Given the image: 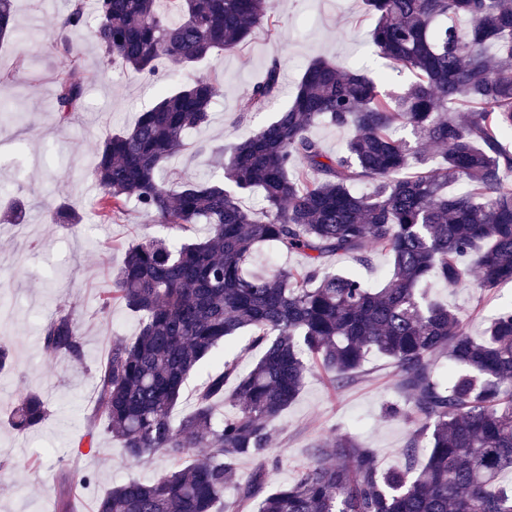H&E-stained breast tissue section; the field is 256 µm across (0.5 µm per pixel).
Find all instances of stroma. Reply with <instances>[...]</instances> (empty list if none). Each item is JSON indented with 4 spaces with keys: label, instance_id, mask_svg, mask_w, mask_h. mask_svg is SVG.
Segmentation results:
<instances>
[{
    "label": "stroma",
    "instance_id": "obj_1",
    "mask_svg": "<svg viewBox=\"0 0 512 512\" xmlns=\"http://www.w3.org/2000/svg\"><path fill=\"white\" fill-rule=\"evenodd\" d=\"M72 4L17 0L20 33L0 43V214L19 201L27 207L23 225L0 222V305L10 313L0 340L13 351L10 367L0 372V512H56L60 485L83 475L93 476L94 482L74 500L73 512H95L97 499L112 486L151 480L172 465L168 459L128 461L95 418L96 372L110 343L135 336L140 323L138 315L118 304L110 314H99L98 295L126 247L168 233L152 214L132 204L113 223L94 221L98 190L93 170L103 140L132 127L162 91L196 73L215 76L220 92L210 125L189 138L228 150L291 104L297 79L315 59L383 73L385 92L401 90L412 80L409 72L374 52L371 31L376 19L362 0H281L277 37L256 28L235 52L212 55L191 70L159 67L149 82L120 64L102 65L96 45L85 43L84 104L63 123L53 89L58 69L67 62L59 23ZM274 57L285 63L281 95L262 111L251 110L248 92ZM220 171L219 159L185 151L171 159L164 174L177 185ZM62 201L81 216V224L63 228L48 220V209ZM428 293L469 318L475 335L512 304V283L481 294L434 279ZM62 303L81 324L85 356L79 365L43 349L40 329ZM395 380L393 367L375 355L367 357L362 377L339 392L332 390L325 374L309 376L278 422L271 455L279 464L269 475L270 483L292 480L308 463L314 445L344 433L372 449L383 467L399 464L409 427L404 418L383 413L384 405L397 398ZM23 392L43 394L50 407L45 422L26 435L10 425L14 402ZM89 431L95 434L94 447L79 446V438Z\"/></svg>",
    "mask_w": 512,
    "mask_h": 512
}]
</instances>
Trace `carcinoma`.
Masks as SVG:
<instances>
[{
	"label": "carcinoma",
	"mask_w": 512,
	"mask_h": 512,
	"mask_svg": "<svg viewBox=\"0 0 512 512\" xmlns=\"http://www.w3.org/2000/svg\"><path fill=\"white\" fill-rule=\"evenodd\" d=\"M75 0L60 23L75 62L55 80L60 121L82 106L87 78L76 63L87 35L108 64L118 59L144 78L161 61L189 68L238 49L265 26L276 31L275 0ZM376 17L375 53L411 71L400 93L380 76L316 59L290 106L237 143L223 174L178 188L163 164L186 148L185 133L209 121L217 82L196 77L107 137L94 169L101 224L134 200L172 231L206 225L199 240L147 236L124 251L98 310L119 303L141 316L138 334L112 342L96 375L95 408L104 430L132 461L170 459L152 481L129 480L97 499V512H512V305L483 335L427 298L436 278L450 288L489 291L512 281V0H364ZM17 33L15 0H0V41ZM284 62L273 59L249 90L260 110L279 92ZM349 127L341 154L312 135L319 124ZM408 129L411 143L397 136ZM439 148L429 165L426 147ZM258 190L264 208L242 205ZM54 224L81 223L62 205ZM264 246L298 253L299 268L256 271ZM378 251L391 259L385 287L326 258L349 254L365 268ZM261 350L237 374L233 342ZM43 347L74 363L82 333L65 308L42 327ZM224 345V353L217 352ZM371 353L395 369L396 393L411 427L402 462L383 469L353 436L316 445L294 480L270 487L277 421L307 375L322 371L344 388ZM196 404L175 412L183 386L207 359ZM235 380L233 411L224 391ZM48 416L42 397L19 395L11 415L20 431ZM429 449L424 461L417 449ZM256 467L237 480L241 459ZM235 499L224 503V488ZM82 476L62 487L59 512H72Z\"/></svg>",
	"instance_id": "obj_1"
}]
</instances>
